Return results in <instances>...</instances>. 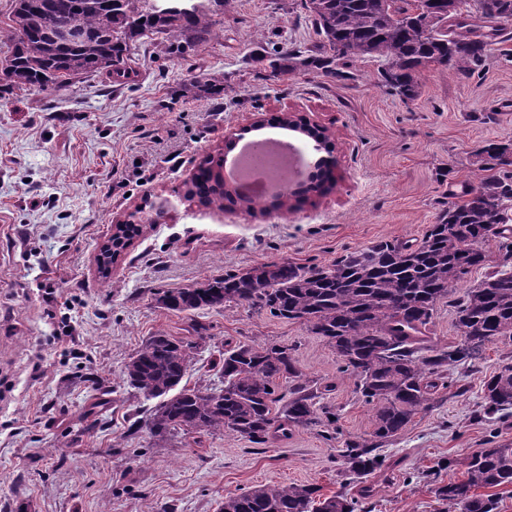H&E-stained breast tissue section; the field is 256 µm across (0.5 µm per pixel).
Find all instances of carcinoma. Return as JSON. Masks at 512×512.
Here are the masks:
<instances>
[{
  "label": "carcinoma",
  "instance_id": "obj_1",
  "mask_svg": "<svg viewBox=\"0 0 512 512\" xmlns=\"http://www.w3.org/2000/svg\"><path fill=\"white\" fill-rule=\"evenodd\" d=\"M11 24L0 27L9 44L10 77L18 86L60 90L74 78L111 69L116 81L131 78L129 42L163 34L171 55L182 56L211 34L200 0H12ZM64 5L74 18L60 28ZM297 7L322 37L320 55L292 50L270 61L286 75L297 69L340 77V60L380 63L379 84L412 100L419 75L432 65L456 76L481 74L491 46L512 40V0H299ZM438 15L432 24L430 15ZM512 142L487 140L475 151L478 184L461 202H448L419 240H379L348 251L328 265L270 262L228 270L192 288L157 293L167 310L195 312L245 304L299 322L335 351L340 371L374 406L373 429L340 450L345 476L363 478L385 467L379 454L411 418L429 411L448 371L482 359L488 343L512 341V167L504 154ZM185 195L217 211L242 202L262 216L280 210L285 195L244 199L224 190V158H204L186 183ZM493 241L491 255L485 245ZM491 268L466 288L456 306L460 341L431 345L428 336L438 303L473 270ZM195 339L159 333L127 362L123 382L147 400H157L146 426L158 444L180 434L200 448L217 433H235L255 445L288 438L297 427L338 431L335 413L317 399L336 382L311 383L296 367L288 345L224 343L211 363L217 381L190 387L184 378L196 364L208 328L191 326ZM485 416L512 411V363L483 383ZM465 479L436 489L452 512H496L481 488L512 485V447L482 448L464 462ZM220 512H364L342 491L330 496L315 484L264 485L224 498Z\"/></svg>",
  "mask_w": 512,
  "mask_h": 512
}]
</instances>
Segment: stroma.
Segmentation results:
<instances>
[{"mask_svg": "<svg viewBox=\"0 0 512 512\" xmlns=\"http://www.w3.org/2000/svg\"><path fill=\"white\" fill-rule=\"evenodd\" d=\"M206 10L212 34L184 56L160 35L133 43L125 84L104 70L43 91L0 71V512H219L226 494L291 482L355 498L371 486L368 512H448L435 487L460 479L473 452L512 445V416L481 412L483 383L512 363V342L451 368L442 403L382 448L385 469L346 484L339 451L366 437L374 411L322 338L245 305L176 313L155 295L228 269L325 265L382 238H421L477 184L476 147L512 141V62L496 49L472 78L429 68L404 100L378 86L373 61L340 78L275 73L269 56L321 45L296 0ZM192 78L200 92H185ZM257 111L324 127L334 188L270 217L187 200L194 165L227 152ZM136 209L148 223L102 280L99 247ZM195 322L209 337L189 385L213 382L225 342L294 346L304 378L336 383L323 403L339 416L337 438L299 427L267 446L230 432L205 452L187 436L155 445L150 404L122 372L148 336H183Z\"/></svg>", "mask_w": 512, "mask_h": 512, "instance_id": "obj_1", "label": "stroma"}]
</instances>
